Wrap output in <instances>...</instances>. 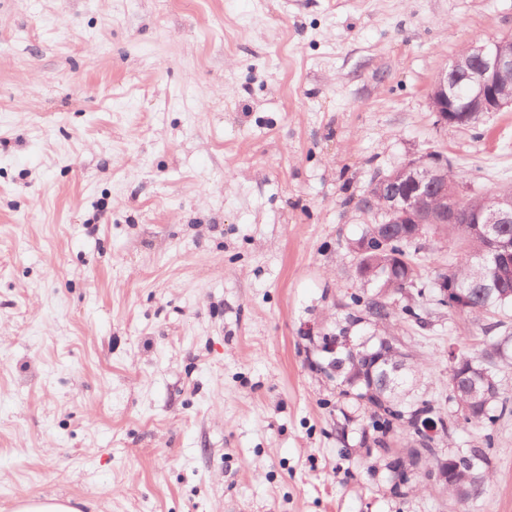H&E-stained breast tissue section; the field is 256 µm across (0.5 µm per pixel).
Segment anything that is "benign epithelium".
Segmentation results:
<instances>
[{
	"mask_svg": "<svg viewBox=\"0 0 512 512\" xmlns=\"http://www.w3.org/2000/svg\"><path fill=\"white\" fill-rule=\"evenodd\" d=\"M466 84L467 96L457 94V86ZM428 100L439 125L467 126L485 112L512 109V37L493 39L462 50L450 67L441 70L428 89ZM485 199L481 207H461L448 202V157L429 152L412 157L390 171L372 179L365 195L367 206L384 216L376 233L355 247L361 255L368 242L393 233L394 224L414 225L413 238L428 236L430 224H475L490 243V254L499 281L512 280V243L500 240L497 225L512 224V195L496 189L473 195ZM436 299L457 312L470 306L469 297L456 287L452 279L441 277L434 283ZM400 342L388 337L382 347L363 353V378L374 381L380 373L394 382L391 393L399 388L397 379L408 369L407 357H398ZM393 472L428 473L435 483L446 489L454 487L458 501L467 503L478 491V473L461 483L453 454L446 448H391L382 454Z\"/></svg>",
	"mask_w": 512,
	"mask_h": 512,
	"instance_id": "1",
	"label": "benign epithelium"
}]
</instances>
